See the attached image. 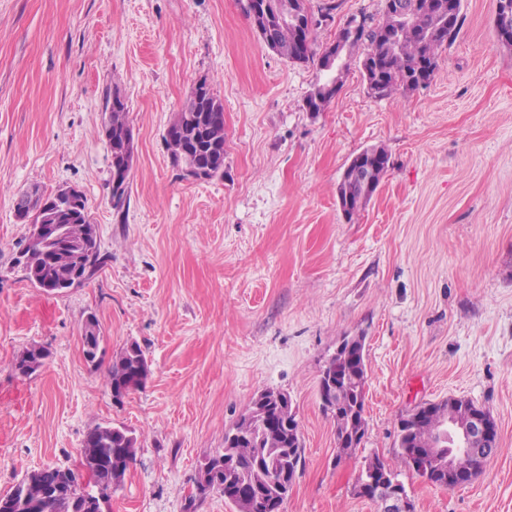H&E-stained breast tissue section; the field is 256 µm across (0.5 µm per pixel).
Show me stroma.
Instances as JSON below:
<instances>
[{"label":"stroma","instance_id":"35a3bbf8","mask_svg":"<svg viewBox=\"0 0 512 512\" xmlns=\"http://www.w3.org/2000/svg\"><path fill=\"white\" fill-rule=\"evenodd\" d=\"M316 57L269 50L242 0H0V495L47 466L78 469L85 434L123 425L140 443L103 512H183L199 467L253 397L288 392L304 464L284 512H378L355 492L367 460L398 473L415 512H512V47L497 0L463 16L426 88L379 98L348 57L336 95L304 109L319 53L384 0H335ZM224 104V175L196 181L164 135L198 82ZM138 139L129 204L109 195L106 97ZM381 145L390 169L365 210L342 213L350 160ZM80 190L108 261L49 294L19 261L17 193ZM107 355L145 352L142 390L114 403L81 332ZM364 336L366 434L341 459L318 396L342 337ZM49 356L14 369L26 348ZM451 397L486 409L499 451L463 486L398 458L400 416ZM49 356L47 349L43 346L34 345L23 351L14 362V369L22 376H28L35 372L41 365L42 360Z\"/></svg>","mask_w":512,"mask_h":512}]
</instances>
